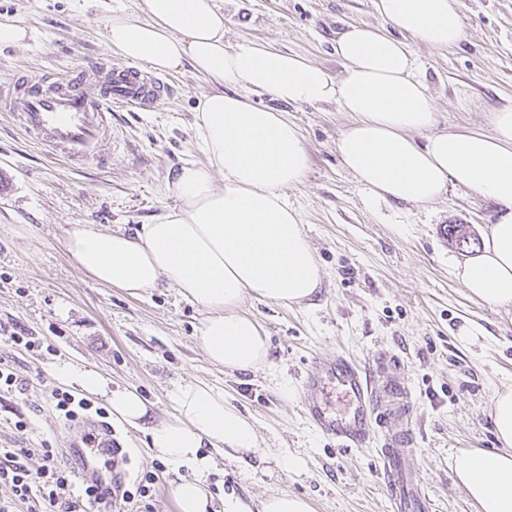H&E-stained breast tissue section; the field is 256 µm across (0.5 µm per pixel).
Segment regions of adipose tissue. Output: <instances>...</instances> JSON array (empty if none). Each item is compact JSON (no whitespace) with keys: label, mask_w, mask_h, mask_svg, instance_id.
I'll return each mask as SVG.
<instances>
[{"label":"adipose tissue","mask_w":512,"mask_h":512,"mask_svg":"<svg viewBox=\"0 0 512 512\" xmlns=\"http://www.w3.org/2000/svg\"><path fill=\"white\" fill-rule=\"evenodd\" d=\"M398 28L350 24L336 39L347 64L336 78L321 65L261 42L224 43V14L215 0H141L139 14L113 12L105 39L122 58L171 73L190 65L210 83L194 109L206 163H184L170 181L173 206L134 233L90 225L72 229L66 247L100 284L136 295L166 285L202 306L196 342L225 372L269 362L264 327L243 309L246 299L295 304L313 296L322 272L288 202L309 159L298 127L249 95L285 103L336 102L351 113L337 149L368 201L417 205L438 199L456 181L498 207L476 254L458 265L466 294L512 310V106L489 115V130L432 133L435 107L412 70L402 34L435 48L464 38L460 0H377ZM427 132L426 143L413 135ZM60 375L101 397L113 419L144 432L152 456L177 477L178 512H210L211 449L259 452L253 421L207 383L179 386L175 412L157 418L136 391L111 388L100 374L66 364ZM491 417L501 448L458 454L453 470L477 512H512V388L496 392Z\"/></svg>","instance_id":"ef3b65f1"}]
</instances>
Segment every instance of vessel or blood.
<instances>
[{"mask_svg":"<svg viewBox=\"0 0 512 512\" xmlns=\"http://www.w3.org/2000/svg\"><path fill=\"white\" fill-rule=\"evenodd\" d=\"M91 66L99 74L93 90L87 88L79 69L56 78L20 73L0 85V98L19 110L22 131L75 169L90 161L102 166L108 163L116 141L113 107L143 110L168 94L160 78L138 66L114 64L104 56ZM389 370L385 362L368 370L342 353L315 359L302 382L306 415L319 434L341 447L358 446L371 429H378L379 454L395 512H409L413 507L426 512V502L411 501L409 493L414 481L408 465L411 395ZM331 383L347 398L343 413L331 411L325 402V390Z\"/></svg>","mask_w":512,"mask_h":512,"instance_id":"vessel-or-blood-1","label":"vessel or blood"}]
</instances>
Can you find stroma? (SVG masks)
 Returning <instances> with one entry per match:
<instances>
[{
	"instance_id": "obj_1",
	"label": "stroma",
	"mask_w": 512,
	"mask_h": 512,
	"mask_svg": "<svg viewBox=\"0 0 512 512\" xmlns=\"http://www.w3.org/2000/svg\"><path fill=\"white\" fill-rule=\"evenodd\" d=\"M224 43L262 41L302 56L341 77L334 52L346 24H380L374 0H219ZM465 38L451 49L407 37L410 60L436 108V130L487 128L493 108L512 103V0H461ZM141 0H0V20L26 26L23 48L0 50V84L18 68L50 72L82 66L107 51L104 23L113 11H140ZM171 93L148 111L113 108L120 137L107 166L72 169L51 157L0 109V356L28 381L24 393L0 390V448L49 446L73 473L70 496L81 495L88 427L66 420L53 395L84 393L55 373L73 363L136 390L159 414L173 412L178 385L205 381L251 416L264 456L215 454L209 478L214 512L228 500L259 505L275 493L310 499L313 512H391L377 434L363 449L341 448L309 423L302 380L314 359L343 351L365 365L394 361L414 407L411 464L429 512H476L452 467L463 448H495L491 418L497 390L512 385V314L468 298L454 276L463 253L444 228L468 225L484 234L497 207L449 182L439 199L419 206L367 205L337 150L350 118L336 103L289 104L309 156L302 183L288 189L322 269L310 300L293 305L246 300L244 308L269 336L271 365L229 375L197 346L204 309L160 286L139 295L98 283L63 242L77 224L133 232L174 205L170 177L183 162H205L194 109L205 78L190 66L163 76ZM478 329L461 340L463 326ZM19 326L37 348L11 345ZM288 382L294 394L281 400ZM28 426L18 431L15 423ZM143 433L112 425L116 453L97 465L112 484L98 512H177L169 466L148 455ZM301 460L288 470L282 458ZM147 485L139 494V485ZM130 498H123V491Z\"/></svg>"
}]
</instances>
